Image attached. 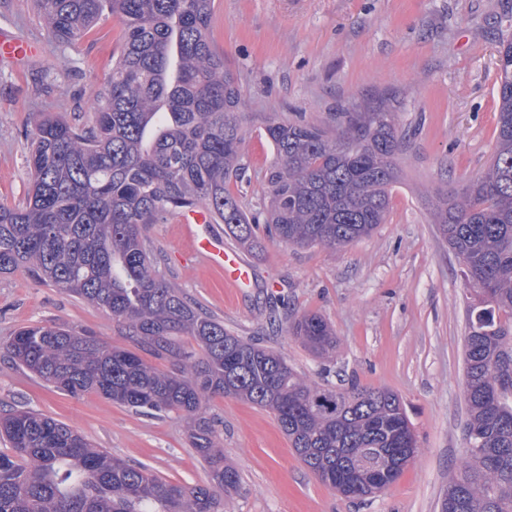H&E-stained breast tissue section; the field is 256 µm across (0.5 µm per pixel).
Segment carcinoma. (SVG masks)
Segmentation results:
<instances>
[{"label":"carcinoma","instance_id":"1","mask_svg":"<svg viewBox=\"0 0 512 512\" xmlns=\"http://www.w3.org/2000/svg\"><path fill=\"white\" fill-rule=\"evenodd\" d=\"M53 39L65 44L99 22L121 24L122 48L93 94L84 126L47 117L27 143L30 189L0 204V274L27 269L112 316L162 372L137 353L65 324L14 332L8 357L56 389L95 392L130 409L177 412L207 465L205 484L167 482L94 448L64 423L28 411L0 416L13 453H0V512H219L237 470L202 412L214 395L271 411L303 463L349 498L401 476L417 444L397 394L351 384L311 385L274 350L224 329L175 287L148 228L202 207L253 253L254 227L230 189L245 175L241 98L212 50L213 0H35ZM276 161L265 174L264 223L296 246L343 247L387 220L405 147L396 106L381 95L352 100L326 125L270 120ZM496 151L487 170L431 211L461 258L465 309L466 464L448 481L442 512H512V40L498 50ZM312 353L336 347L326 320L303 314L288 328ZM190 336L201 355L181 337Z\"/></svg>","mask_w":512,"mask_h":512}]
</instances>
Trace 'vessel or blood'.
<instances>
[{
  "label": "vessel or blood",
  "instance_id": "1",
  "mask_svg": "<svg viewBox=\"0 0 512 512\" xmlns=\"http://www.w3.org/2000/svg\"><path fill=\"white\" fill-rule=\"evenodd\" d=\"M42 51L39 43L8 34H0V63L21 64L38 56ZM184 231L195 242V254L203 261L224 270V282L235 288L248 286L253 272L242 255L225 247L222 237L208 233L211 222L209 213L202 208H189L178 215Z\"/></svg>",
  "mask_w": 512,
  "mask_h": 512
}]
</instances>
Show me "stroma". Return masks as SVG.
Listing matches in <instances>:
<instances>
[{
    "instance_id": "35a3bbf8",
    "label": "stroma",
    "mask_w": 512,
    "mask_h": 512,
    "mask_svg": "<svg viewBox=\"0 0 512 512\" xmlns=\"http://www.w3.org/2000/svg\"><path fill=\"white\" fill-rule=\"evenodd\" d=\"M214 49L239 86L246 169L231 189L259 214L275 151L269 119L326 123L352 100L387 94L400 104L407 149L398 164L388 221L346 247H297L263 238L244 252L253 287L234 290L224 273L187 263L192 241L175 219L151 225L170 281L226 330L281 353L309 382H358L398 394L417 452L398 480L373 496L347 498L299 460L273 414L221 395L205 414L224 458L240 475L224 512H440L450 474L465 457V282L431 202L486 171L496 149L497 59L512 38V0H215ZM40 43L22 69L0 64V204H22L29 187L25 146L46 115L84 125L89 92L106 82L120 51L107 19L68 45L40 23L34 0H0V32ZM321 315L336 336L331 360L315 357L287 321ZM89 329L133 349L102 310L23 270L0 275V342L36 324ZM32 411L78 431L94 447L139 462L157 476L202 484L208 469L178 414H142L95 393L57 390L0 353V410Z\"/></svg>"
}]
</instances>
